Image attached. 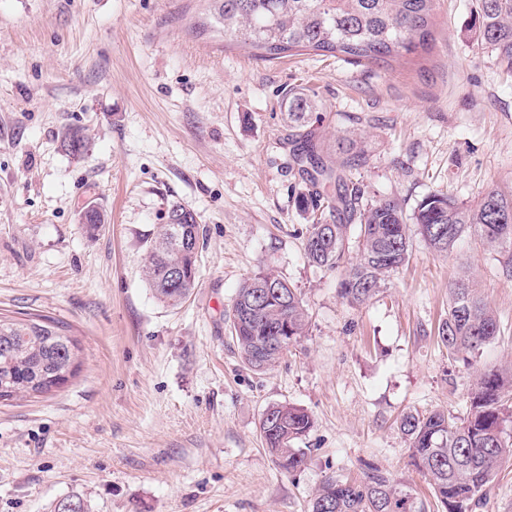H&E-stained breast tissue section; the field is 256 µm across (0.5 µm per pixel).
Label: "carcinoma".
I'll use <instances>...</instances> for the list:
<instances>
[{
	"label": "carcinoma",
	"mask_w": 512,
	"mask_h": 512,
	"mask_svg": "<svg viewBox=\"0 0 512 512\" xmlns=\"http://www.w3.org/2000/svg\"><path fill=\"white\" fill-rule=\"evenodd\" d=\"M214 19L224 30V40L254 50L266 60L303 51L357 60L389 62L420 51L432 42L434 0H212ZM475 35L498 62L512 71V0H476ZM288 117L303 124L315 111L302 88L285 98ZM61 148L72 156L89 151V137L79 127H67ZM294 160L317 164L320 181L340 182L336 201L344 220L329 224L314 221L305 227L304 250L314 265L338 273L339 296L351 304L372 299L390 273L409 256L410 226L427 247L448 253L458 239L475 232L490 245L512 251V192L488 191L474 206L444 193L423 197L412 215L391 199L357 207L360 190H343L341 178L322 161L310 139L297 142ZM178 224L165 223L146 249L142 276L156 298L177 306L195 286L198 272L200 225L196 214L180 203ZM358 221L359 258L346 260L353 221ZM182 268L184 285L169 288L165 269ZM280 276L261 269L238 288L231 308V335L243 363L263 370L277 363L305 335L308 314L301 294L288 287L283 297L261 291L259 284ZM446 318L439 339L452 358L484 349L498 335L499 321L491 306L463 275L448 288ZM80 347L64 325L49 316L25 318L0 314V404L19 396H43L68 382L79 367ZM512 369L476 370L469 392V412L463 418L443 411L409 412L400 430L409 441L410 463L429 478L442 512H472L486 488L495 480L503 460L512 458V436L504 424L512 419ZM270 415L259 423L265 447L278 466L293 472L305 463V454L294 441L309 433V413L290 404L269 407ZM57 512H89L87 500L71 495L58 504ZM310 512H424L409 494L395 487L374 465L361 480L330 476L311 499Z\"/></svg>",
	"instance_id": "carcinoma-1"
}]
</instances>
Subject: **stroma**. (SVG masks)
<instances>
[{"instance_id": "obj_1", "label": "stroma", "mask_w": 512, "mask_h": 512, "mask_svg": "<svg viewBox=\"0 0 512 512\" xmlns=\"http://www.w3.org/2000/svg\"><path fill=\"white\" fill-rule=\"evenodd\" d=\"M474 4L435 0L431 53L382 65L225 46L210 0H0V313L52 317L81 348L63 388L0 405V512H55L76 492L93 512H309L326 477L369 464L438 512L399 421L465 417L475 369L512 367V255L475 236L440 255L416 237L376 296L347 304L304 253L283 100L306 89L304 132L362 205L409 214L433 192L512 190V73L477 41ZM68 126L92 152L61 149ZM174 202L204 246L169 307L141 267ZM89 206L108 217L93 237ZM261 267L300 289L309 323L254 371L228 315ZM465 268L500 326L467 362L438 337ZM278 403L313 419L291 473L259 433Z\"/></svg>"}]
</instances>
